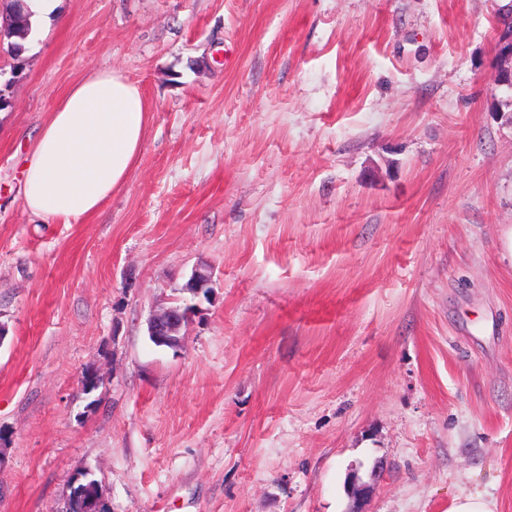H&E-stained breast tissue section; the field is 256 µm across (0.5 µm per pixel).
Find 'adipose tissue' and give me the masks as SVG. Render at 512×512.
<instances>
[{"mask_svg": "<svg viewBox=\"0 0 512 512\" xmlns=\"http://www.w3.org/2000/svg\"><path fill=\"white\" fill-rule=\"evenodd\" d=\"M150 116L138 83L99 71L74 85L26 156L22 198L42 222L99 212L136 163Z\"/></svg>", "mask_w": 512, "mask_h": 512, "instance_id": "obj_1", "label": "adipose tissue"}]
</instances>
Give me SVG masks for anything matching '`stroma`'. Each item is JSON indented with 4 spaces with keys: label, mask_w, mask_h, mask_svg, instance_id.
<instances>
[{
    "label": "stroma",
    "mask_w": 512,
    "mask_h": 512,
    "mask_svg": "<svg viewBox=\"0 0 512 512\" xmlns=\"http://www.w3.org/2000/svg\"><path fill=\"white\" fill-rule=\"evenodd\" d=\"M512 0H61L0 111V512H512ZM114 70L151 109L79 223L23 152ZM179 349L151 311L194 267ZM98 364L88 408L77 378ZM183 290L190 293L193 298L203 297L206 301H211L214 293L211 270L203 266L195 267ZM492 503L479 493H459L448 502V512H493Z\"/></svg>",
    "instance_id": "stroma-1"
}]
</instances>
